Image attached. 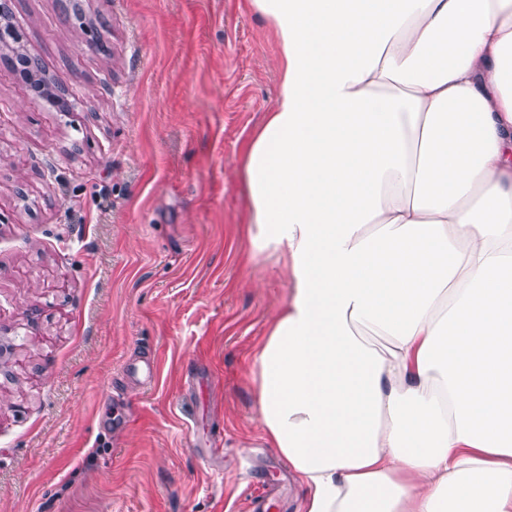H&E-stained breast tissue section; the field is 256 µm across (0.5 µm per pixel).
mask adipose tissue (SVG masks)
<instances>
[{
	"mask_svg": "<svg viewBox=\"0 0 512 512\" xmlns=\"http://www.w3.org/2000/svg\"><path fill=\"white\" fill-rule=\"evenodd\" d=\"M280 92L248 238L288 285L250 363L302 512H512V0H250Z\"/></svg>",
	"mask_w": 512,
	"mask_h": 512,
	"instance_id": "obj_1",
	"label": "adipose tissue"
}]
</instances>
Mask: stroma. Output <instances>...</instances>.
Instances as JSON below:
<instances>
[{
  "mask_svg": "<svg viewBox=\"0 0 512 512\" xmlns=\"http://www.w3.org/2000/svg\"><path fill=\"white\" fill-rule=\"evenodd\" d=\"M76 2L10 8L75 112L0 53V512H248L264 489L300 512L249 374L288 294L247 243L272 24L248 0Z\"/></svg>",
  "mask_w": 512,
  "mask_h": 512,
  "instance_id": "35a3bbf8",
  "label": "stroma"
}]
</instances>
